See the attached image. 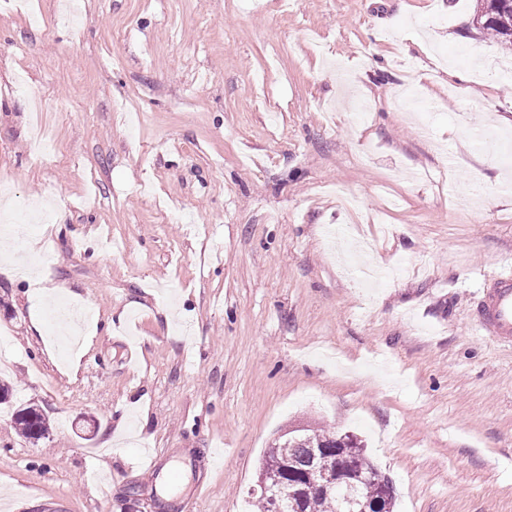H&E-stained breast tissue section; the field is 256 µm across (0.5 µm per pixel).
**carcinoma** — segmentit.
Segmentation results:
<instances>
[{"label": "carcinoma", "mask_w": 512, "mask_h": 512, "mask_svg": "<svg viewBox=\"0 0 512 512\" xmlns=\"http://www.w3.org/2000/svg\"><path fill=\"white\" fill-rule=\"evenodd\" d=\"M472 24L487 32L500 44L512 47V0H476ZM22 433L33 440L47 432L46 419L33 407L16 412ZM349 470L352 477L338 493L324 491L301 495L297 484L314 470L329 472ZM259 474L267 475L265 491L255 486L248 495L263 512H271L270 495L280 500L283 512H343L360 501L370 508L381 503L383 512H394L396 493L392 481L382 475L369 460L362 440L356 435L328 433L319 429H302L281 435L264 456Z\"/></svg>", "instance_id": "cac0c4a2"}]
</instances>
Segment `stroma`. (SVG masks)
<instances>
[{
	"label": "stroma",
	"mask_w": 512,
	"mask_h": 512,
	"mask_svg": "<svg viewBox=\"0 0 512 512\" xmlns=\"http://www.w3.org/2000/svg\"><path fill=\"white\" fill-rule=\"evenodd\" d=\"M78 2L0 10V250L42 277L0 273V512H256L306 425L358 435L396 512H512V345L475 323L512 52L473 0ZM22 433L30 439L39 440L47 432L46 419L33 407L19 409L15 415Z\"/></svg>",
	"instance_id": "stroma-1"
}]
</instances>
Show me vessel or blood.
<instances>
[{
  "label": "vessel or blood",
  "instance_id": "vessel-or-blood-1",
  "mask_svg": "<svg viewBox=\"0 0 512 512\" xmlns=\"http://www.w3.org/2000/svg\"><path fill=\"white\" fill-rule=\"evenodd\" d=\"M478 323L495 343L512 345V267L504 266L489 279L478 307Z\"/></svg>",
  "mask_w": 512,
  "mask_h": 512
}]
</instances>
